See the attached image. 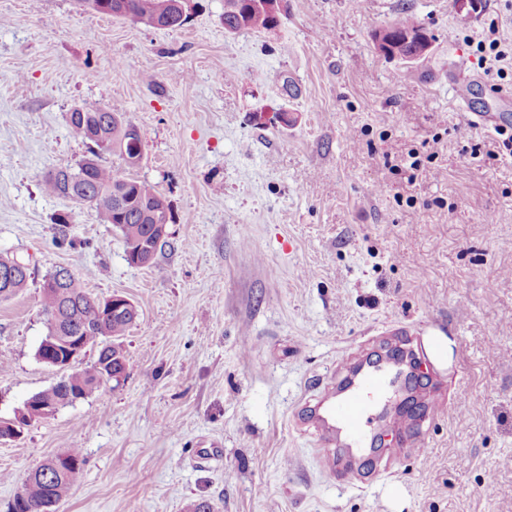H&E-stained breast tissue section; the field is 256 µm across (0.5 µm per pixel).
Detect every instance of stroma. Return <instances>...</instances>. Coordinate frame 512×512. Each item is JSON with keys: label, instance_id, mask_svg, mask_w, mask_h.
<instances>
[{"label": "stroma", "instance_id": "1", "mask_svg": "<svg viewBox=\"0 0 512 512\" xmlns=\"http://www.w3.org/2000/svg\"><path fill=\"white\" fill-rule=\"evenodd\" d=\"M223 11L188 0L183 26L157 29L81 0H0V252L30 273L0 298V417L63 375L36 356L46 275L139 312L121 385L0 443V512L73 448L83 478L58 512H512V155L489 158L502 136L469 122L501 112L512 135V68L485 75L477 48L492 25L512 46V0L467 19L454 0H285L275 31L237 35ZM402 13L433 38L411 68L375 40ZM76 104L119 107L141 133L139 166L101 162L170 203L153 266L42 189L89 155ZM278 111L297 123L254 119ZM59 213L73 246L54 241ZM402 326L421 400L447 407L420 423L425 453L389 432L362 479L331 483L308 404L347 353L384 355Z\"/></svg>", "mask_w": 512, "mask_h": 512}]
</instances>
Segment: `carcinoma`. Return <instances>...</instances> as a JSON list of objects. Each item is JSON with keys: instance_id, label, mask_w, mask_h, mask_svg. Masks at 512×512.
<instances>
[{"instance_id": "1", "label": "carcinoma", "mask_w": 512, "mask_h": 512, "mask_svg": "<svg viewBox=\"0 0 512 512\" xmlns=\"http://www.w3.org/2000/svg\"><path fill=\"white\" fill-rule=\"evenodd\" d=\"M126 12L122 16L165 29L182 25L184 0H124ZM281 19L259 6L258 0H224V29L231 34L242 32H271ZM390 56L405 63H415L427 57L426 48L431 38L406 17L387 27ZM93 122L98 126V148L107 152L123 153L128 148L124 113L119 109L96 108L92 112L67 116L74 135L84 137L82 125ZM46 194L77 200L89 198L92 208L102 221L117 228L124 238L125 248L154 245L161 227L174 223L172 213L160 207L161 194L147 183L126 173H117L94 159H87L78 167H61L43 182ZM42 311L47 317L48 335L76 336L91 348L102 350L110 344L113 368L126 361L122 339L135 324L133 316L109 314L102 310L89 294L79 277L72 272L59 288L42 292ZM108 372L102 357L93 364L67 375L64 384H55L37 393L44 401L56 407L71 404L90 395L101 386V377ZM69 464L65 472L57 474L53 459L48 458L32 469L10 505V512H26L29 507L56 504L83 476L84 458L81 449L67 452Z\"/></svg>"}]
</instances>
